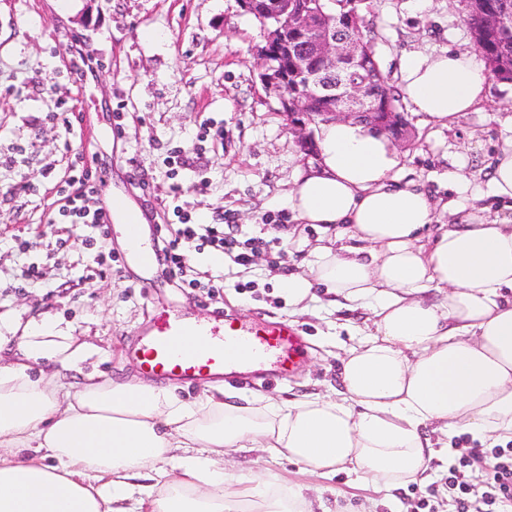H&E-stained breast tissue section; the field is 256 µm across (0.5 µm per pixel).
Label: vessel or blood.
Wrapping results in <instances>:
<instances>
[{"mask_svg":"<svg viewBox=\"0 0 512 512\" xmlns=\"http://www.w3.org/2000/svg\"><path fill=\"white\" fill-rule=\"evenodd\" d=\"M101 207L108 223L125 218L132 260L146 272L157 270L158 252L144 243L141 222L125 199L113 195ZM300 353L298 331L289 322H244L219 313L202 322L159 319L130 351L141 374L156 381L207 382L221 374L240 384L270 362L288 376Z\"/></svg>","mask_w":512,"mask_h":512,"instance_id":"b4317fda","label":"vessel or blood"}]
</instances>
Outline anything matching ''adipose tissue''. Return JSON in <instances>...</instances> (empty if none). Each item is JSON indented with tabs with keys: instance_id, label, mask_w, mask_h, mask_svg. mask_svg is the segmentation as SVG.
<instances>
[{
	"instance_id": "adipose-tissue-1",
	"label": "adipose tissue",
	"mask_w": 512,
	"mask_h": 512,
	"mask_svg": "<svg viewBox=\"0 0 512 512\" xmlns=\"http://www.w3.org/2000/svg\"><path fill=\"white\" fill-rule=\"evenodd\" d=\"M491 75L476 53L402 57L399 90L414 112L455 122L485 98ZM317 164L293 178L296 221L341 227L348 245L318 246L315 288L369 308L372 328L345 348L342 387L288 404L196 405L172 386L63 377L86 359L49 322L0 363V512H315L305 487L234 476L200 448H260L329 476L353 468L390 490L427 477L436 448L462 431L481 447L512 440V222L469 211L455 172L459 223L439 227L436 204L392 175L386 136L352 121L323 123ZM489 193L512 205V136L489 167Z\"/></svg>"
}]
</instances>
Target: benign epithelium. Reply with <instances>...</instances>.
<instances>
[{
  "instance_id": "7a95c632",
  "label": "benign epithelium",
  "mask_w": 512,
  "mask_h": 512,
  "mask_svg": "<svg viewBox=\"0 0 512 512\" xmlns=\"http://www.w3.org/2000/svg\"><path fill=\"white\" fill-rule=\"evenodd\" d=\"M243 13L263 23L264 40L256 48L259 79L266 91L279 101L301 151L316 153V141L309 127L329 120L360 122L366 116L369 128L395 141H402L408 129L402 112H370L371 99L358 83L336 80V65L353 66L366 53L363 41L353 35L359 15L353 10L338 23L309 11L301 0H238ZM327 99L337 104L334 112H314L313 102Z\"/></svg>"
}]
</instances>
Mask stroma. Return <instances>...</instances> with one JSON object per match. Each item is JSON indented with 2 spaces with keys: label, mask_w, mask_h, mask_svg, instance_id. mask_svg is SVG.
<instances>
[{
  "label": "stroma",
  "mask_w": 512,
  "mask_h": 512,
  "mask_svg": "<svg viewBox=\"0 0 512 512\" xmlns=\"http://www.w3.org/2000/svg\"><path fill=\"white\" fill-rule=\"evenodd\" d=\"M369 18L380 66L394 84L403 54L475 49L460 5L449 0H429L423 9L415 0H373ZM149 30L160 39L146 38ZM262 40L260 24L241 13L237 0H0V350H15L26 328L52 317L88 348L82 373L129 382L140 371L127 351L154 315L204 319L220 310L247 322L293 323L306 342L288 379L228 384L226 393L288 402L337 385L342 349L360 337L370 313L331 305L320 288L298 303L283 284L307 272L327 233L297 223L285 205L296 171L313 159L259 80L254 50ZM78 52L96 69L81 86L70 71ZM210 119L223 124V138L197 141L200 124ZM408 119L415 139L394 145L393 174L422 184L438 205V223H452L448 173L485 186L501 139L512 134V83L492 82L478 110L454 124L415 112ZM117 120L124 128L119 139L112 136ZM177 149L180 164L170 158ZM77 151L107 157V193L126 195L151 223L166 222L176 184L178 203L193 218L236 224L277 244L246 265L187 251L185 265L198 275L223 270L218 299L164 277L142 287L119 242L120 225L103 236L62 221L54 186L66 155ZM26 240L36 248L21 250ZM31 267L39 271L32 281L25 277ZM471 445L467 434L453 437L432 459L430 481L388 495L361 476L322 477L259 451L226 448L215 459L228 472L307 484L329 503L356 507L373 498L378 512H415L423 501L435 512H456L445 478L460 449Z\"/></svg>",
  "instance_id": "1"
}]
</instances>
